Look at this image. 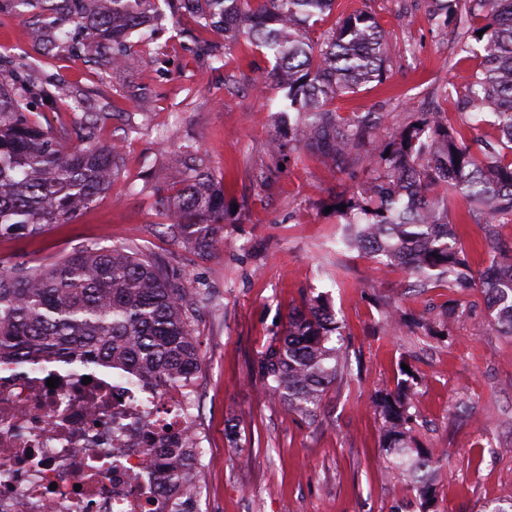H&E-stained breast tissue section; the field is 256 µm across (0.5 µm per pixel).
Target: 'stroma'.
<instances>
[{
    "mask_svg": "<svg viewBox=\"0 0 512 512\" xmlns=\"http://www.w3.org/2000/svg\"><path fill=\"white\" fill-rule=\"evenodd\" d=\"M357 9L374 12L385 31L388 77L335 100L337 112L367 116L379 136L432 108L461 124L444 90L481 60L461 51L454 32L436 30L429 0H337L315 34ZM152 31L130 37L116 70L104 56L47 53L33 12H0V61L25 57L33 83L52 76L68 90L34 100L28 120L75 132L101 108L97 131L124 158L111 189L73 222L0 236V262L36 267L91 243L120 245L164 261L186 290L206 283L214 299L195 304L191 317L204 355L194 421L205 447L200 512H418L405 481L384 469L381 424L369 409L403 364L416 375L414 434L446 452L435 466V512L511 505L512 336L491 331L484 294L415 288L403 270L344 251L335 206L357 179L314 156L286 165L271 153L270 140L287 139L288 127L280 88L252 89L270 67L261 52L240 40L217 68L202 48L223 39L192 17L162 12ZM186 146L224 187L226 245L208 256L173 240L159 204L186 177L163 155ZM321 292L350 329L353 367L327 388L312 424L270 404L250 369L289 312ZM452 300L447 335L379 329L382 309L437 317Z\"/></svg>",
    "mask_w": 512,
    "mask_h": 512,
    "instance_id": "35a3bbf8",
    "label": "stroma"
}]
</instances>
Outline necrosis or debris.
I'll list each match as a JSON object with an SVG mask.
<instances>
[{"label":"necrosis or debris","mask_w":512,"mask_h":512,"mask_svg":"<svg viewBox=\"0 0 512 512\" xmlns=\"http://www.w3.org/2000/svg\"><path fill=\"white\" fill-rule=\"evenodd\" d=\"M195 407L190 383H126L72 360L1 361L0 512H169L144 433H192Z\"/></svg>","instance_id":"1"}]
</instances>
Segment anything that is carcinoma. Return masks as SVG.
I'll return each mask as SVG.
<instances>
[{"label":"carcinoma","mask_w":512,"mask_h":512,"mask_svg":"<svg viewBox=\"0 0 512 512\" xmlns=\"http://www.w3.org/2000/svg\"><path fill=\"white\" fill-rule=\"evenodd\" d=\"M23 4L84 32L77 47L69 35L51 33L47 44L97 52L103 40L124 46L133 29H145L159 0H0ZM173 10L224 36L228 49L241 36L272 59L252 78L285 91L288 142L274 138L270 151L284 162L310 153L333 168L368 174L356 194L339 205L341 243L371 254L386 268L400 267L435 288L455 294L478 288L490 297V322L512 336V249L499 228L512 223V0H431L441 28L458 9L478 22L459 28L479 44L482 68L445 90L458 111L486 113L492 137L467 124L455 127L445 112H427L393 137L368 139V121L331 108L387 78L384 32L367 10L342 15L319 40L310 31L336 9V0H166ZM482 35H476V32ZM18 59L0 70V235H35L49 224H68L109 190L121 166V149L104 142L91 120L76 143L31 123L25 116L32 89ZM187 171L185 186L160 200L173 237L184 247L210 253L224 248V191L191 151L166 152ZM463 216L483 225L489 264L473 270L460 238L448 224L457 200ZM189 299L168 267L151 255L122 246L80 250L37 267H0V359L32 366L47 355L77 356L110 366L122 378L158 385L198 378L202 357L191 328ZM346 324L321 296L288 313L283 334L272 337L254 366L265 397L313 420L326 389L350 368ZM378 392L370 408L381 421L386 468L402 477L422 512L436 489L431 466L440 460L412 434L413 376ZM161 483L181 487L170 512H196L204 451L183 438L167 443L147 436Z\"/></svg>","instance_id":"cac0c4a2"}]
</instances>
